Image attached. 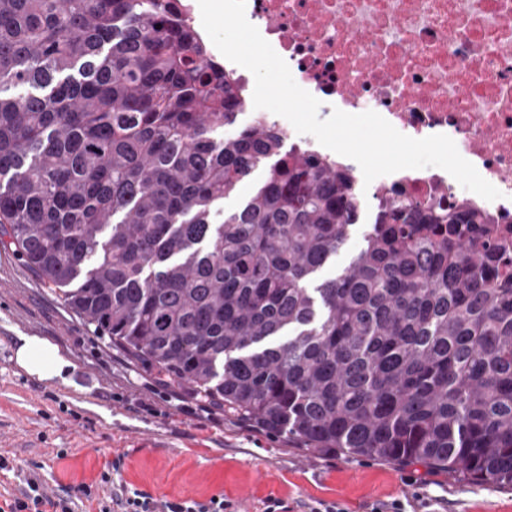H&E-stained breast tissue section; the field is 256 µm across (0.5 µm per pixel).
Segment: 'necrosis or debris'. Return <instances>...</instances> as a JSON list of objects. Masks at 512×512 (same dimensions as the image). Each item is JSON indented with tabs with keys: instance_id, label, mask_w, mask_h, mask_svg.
<instances>
[{
	"instance_id": "1",
	"label": "necrosis or debris",
	"mask_w": 512,
	"mask_h": 512,
	"mask_svg": "<svg viewBox=\"0 0 512 512\" xmlns=\"http://www.w3.org/2000/svg\"><path fill=\"white\" fill-rule=\"evenodd\" d=\"M247 20L322 111L372 110L413 138L449 136L501 193L488 201L440 168L365 182L352 159L255 113L293 147L345 169L373 205L466 206L512 220V0H246Z\"/></svg>"
}]
</instances>
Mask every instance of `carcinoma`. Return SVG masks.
Returning a JSON list of instances; mask_svg holds the SVG:
<instances>
[{"instance_id": "carcinoma-1", "label": "carcinoma", "mask_w": 512, "mask_h": 512, "mask_svg": "<svg viewBox=\"0 0 512 512\" xmlns=\"http://www.w3.org/2000/svg\"><path fill=\"white\" fill-rule=\"evenodd\" d=\"M182 0H0V229L132 358L315 449L512 485V249L252 123ZM11 88L25 92L15 97ZM273 160L215 223L216 206ZM268 166H262L257 169L252 177L244 182L237 193L224 200V212L228 213L235 210L241 203L250 198L256 189L266 178ZM364 209L361 208V217L359 220V224H356L354 228L349 233L347 240L344 245L341 247L339 252L336 254L330 263L325 266L320 272V278L326 279L336 276L343 268H345L352 258L359 251L362 243L363 236L366 228V225L372 222L371 213L363 203Z\"/></svg>"}]
</instances>
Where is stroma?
<instances>
[{"instance_id": "stroma-1", "label": "stroma", "mask_w": 512, "mask_h": 512, "mask_svg": "<svg viewBox=\"0 0 512 512\" xmlns=\"http://www.w3.org/2000/svg\"><path fill=\"white\" fill-rule=\"evenodd\" d=\"M42 336L73 364L72 384L17 367L19 337ZM67 512H100L113 495H221L234 512H309L316 502L371 512H512V486L462 480L421 463L308 447L258 427L151 364L112 348L12 247L0 246V505L28 481ZM88 485L83 495L79 485Z\"/></svg>"}]
</instances>
